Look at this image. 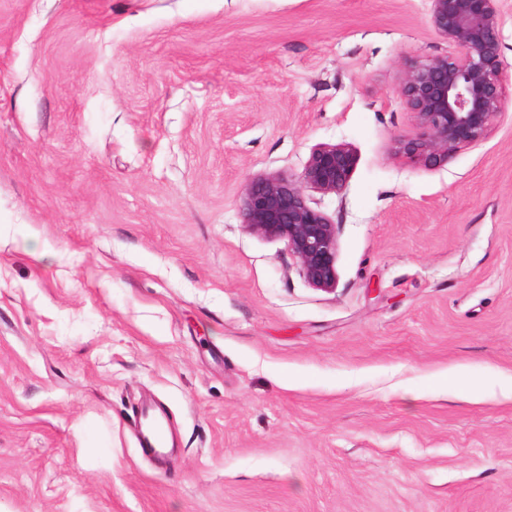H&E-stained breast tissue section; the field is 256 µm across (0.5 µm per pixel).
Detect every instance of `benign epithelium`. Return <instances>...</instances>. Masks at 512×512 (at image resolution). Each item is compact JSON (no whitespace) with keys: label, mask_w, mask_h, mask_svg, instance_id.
Returning a JSON list of instances; mask_svg holds the SVG:
<instances>
[{"label":"benign epithelium","mask_w":512,"mask_h":512,"mask_svg":"<svg viewBox=\"0 0 512 512\" xmlns=\"http://www.w3.org/2000/svg\"><path fill=\"white\" fill-rule=\"evenodd\" d=\"M429 22L457 53L413 61L401 72L399 91L415 117V131L402 140L410 162L433 166L486 139L504 111V88L512 80L499 41L498 0H430ZM357 164L345 144L313 149L300 179L260 178L246 190L243 224L265 238L286 242L305 280L336 289V224L312 207L305 190L339 194Z\"/></svg>","instance_id":"7a95c632"}]
</instances>
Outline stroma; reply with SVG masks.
I'll list each match as a JSON object with an SVG mask.
<instances>
[{
	"instance_id": "35a3bbf8",
	"label": "stroma",
	"mask_w": 512,
	"mask_h": 512,
	"mask_svg": "<svg viewBox=\"0 0 512 512\" xmlns=\"http://www.w3.org/2000/svg\"><path fill=\"white\" fill-rule=\"evenodd\" d=\"M429 7L0 0V512H512V83L401 157ZM321 144L358 157L309 195L332 292L242 217ZM138 424L140 428V445L147 452L155 455L163 453V448L156 444L158 441V431L160 427V417L149 406H143L139 409Z\"/></svg>"
}]
</instances>
